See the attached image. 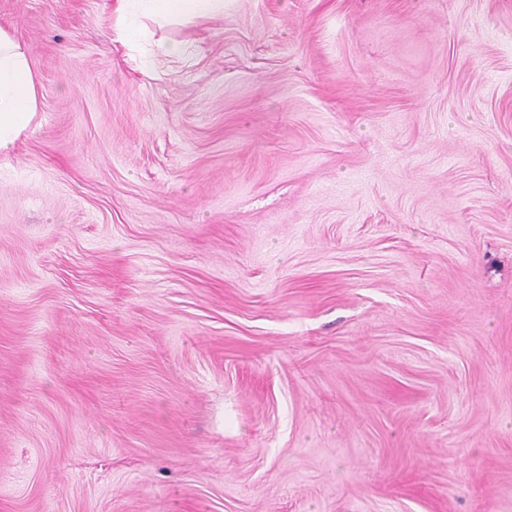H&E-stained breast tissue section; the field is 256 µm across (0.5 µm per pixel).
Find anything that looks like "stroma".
I'll use <instances>...</instances> for the list:
<instances>
[{"label":"stroma","mask_w":512,"mask_h":512,"mask_svg":"<svg viewBox=\"0 0 512 512\" xmlns=\"http://www.w3.org/2000/svg\"><path fill=\"white\" fill-rule=\"evenodd\" d=\"M0 0V512H512V0ZM112 13L118 40L132 49L149 39L151 25L223 18L224 0H114ZM36 80L25 46L0 27V153L28 130L38 112Z\"/></svg>","instance_id":"35a3bbf8"}]
</instances>
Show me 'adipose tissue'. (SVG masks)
Instances as JSON below:
<instances>
[{"instance_id":"adipose-tissue-1","label":"adipose tissue","mask_w":512,"mask_h":512,"mask_svg":"<svg viewBox=\"0 0 512 512\" xmlns=\"http://www.w3.org/2000/svg\"><path fill=\"white\" fill-rule=\"evenodd\" d=\"M114 30L123 46L138 47L151 27L223 17L224 0H114ZM38 110L36 80L25 46L0 27V153L28 130Z\"/></svg>"}]
</instances>
